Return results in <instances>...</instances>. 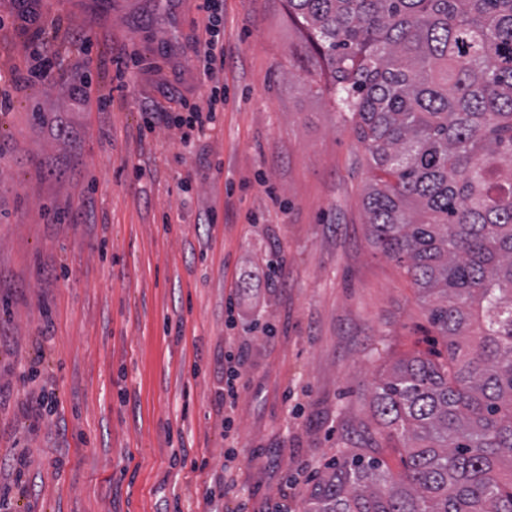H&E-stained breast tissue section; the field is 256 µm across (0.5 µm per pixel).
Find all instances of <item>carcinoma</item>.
I'll return each instance as SVG.
<instances>
[{"label": "carcinoma", "instance_id": "obj_1", "mask_svg": "<svg viewBox=\"0 0 512 512\" xmlns=\"http://www.w3.org/2000/svg\"><path fill=\"white\" fill-rule=\"evenodd\" d=\"M286 2L370 155V234L447 353L372 392L401 476L335 459L305 512H512V0Z\"/></svg>", "mask_w": 512, "mask_h": 512}]
</instances>
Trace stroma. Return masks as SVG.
I'll return each mask as SVG.
<instances>
[{
	"label": "stroma",
	"instance_id": "35a3bbf8",
	"mask_svg": "<svg viewBox=\"0 0 512 512\" xmlns=\"http://www.w3.org/2000/svg\"><path fill=\"white\" fill-rule=\"evenodd\" d=\"M221 4L224 110L187 145L146 119L206 100L199 0H41L47 52L0 0V69L51 68L0 113L6 512H302L334 459L402 470L370 393L443 341L370 237L369 156L285 0ZM224 360L227 361L229 367L227 369L228 378L226 386L224 387L223 405L228 403L229 406L232 407L238 398V390L236 387L237 380L240 377L238 367L243 365V360L240 354H234L232 351L224 355Z\"/></svg>",
	"mask_w": 512,
	"mask_h": 512
}]
</instances>
